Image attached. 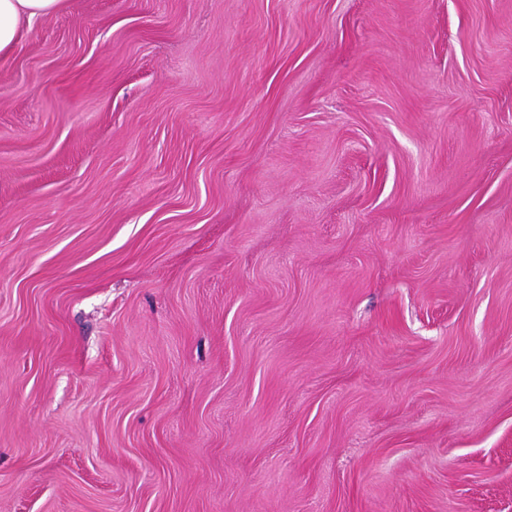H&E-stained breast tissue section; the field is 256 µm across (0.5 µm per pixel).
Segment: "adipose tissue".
I'll use <instances>...</instances> for the list:
<instances>
[{
  "mask_svg": "<svg viewBox=\"0 0 512 512\" xmlns=\"http://www.w3.org/2000/svg\"><path fill=\"white\" fill-rule=\"evenodd\" d=\"M69 0H0V59L7 58L36 20L63 12Z\"/></svg>",
  "mask_w": 512,
  "mask_h": 512,
  "instance_id": "obj_1",
  "label": "adipose tissue"
}]
</instances>
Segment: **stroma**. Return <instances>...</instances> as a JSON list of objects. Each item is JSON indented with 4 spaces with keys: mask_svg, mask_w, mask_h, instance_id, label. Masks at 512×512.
<instances>
[{
    "mask_svg": "<svg viewBox=\"0 0 512 512\" xmlns=\"http://www.w3.org/2000/svg\"><path fill=\"white\" fill-rule=\"evenodd\" d=\"M0 512H512V0L35 22Z\"/></svg>",
    "mask_w": 512,
    "mask_h": 512,
    "instance_id": "obj_1",
    "label": "stroma"
}]
</instances>
